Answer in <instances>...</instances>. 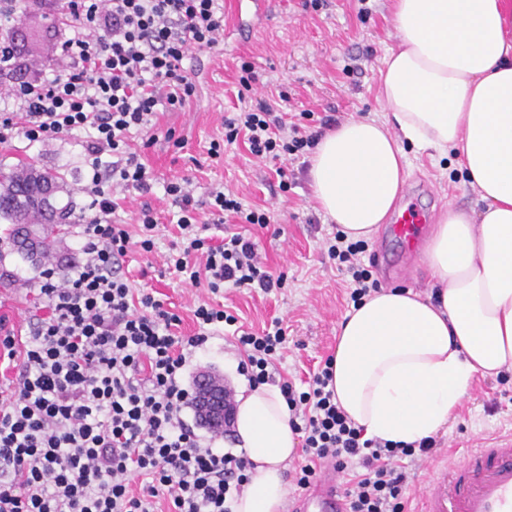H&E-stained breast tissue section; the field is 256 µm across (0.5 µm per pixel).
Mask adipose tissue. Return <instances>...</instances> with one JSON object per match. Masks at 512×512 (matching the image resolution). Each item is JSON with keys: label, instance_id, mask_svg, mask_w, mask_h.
I'll return each instance as SVG.
<instances>
[{"label": "adipose tissue", "instance_id": "obj_1", "mask_svg": "<svg viewBox=\"0 0 512 512\" xmlns=\"http://www.w3.org/2000/svg\"><path fill=\"white\" fill-rule=\"evenodd\" d=\"M399 32L380 72L391 122L351 118L310 159L319 208L348 240L387 223L405 144L455 156L477 209L449 208L422 258L437 302L383 288L341 322L332 380L366 437L411 444L447 427L478 378L512 373V0H393ZM235 435L254 468L232 512H281L299 435L279 387L241 389Z\"/></svg>", "mask_w": 512, "mask_h": 512}]
</instances>
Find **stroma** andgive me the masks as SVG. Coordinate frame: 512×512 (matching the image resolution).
Returning <instances> with one entry per match:
<instances>
[{
    "label": "stroma",
    "mask_w": 512,
    "mask_h": 512,
    "mask_svg": "<svg viewBox=\"0 0 512 512\" xmlns=\"http://www.w3.org/2000/svg\"><path fill=\"white\" fill-rule=\"evenodd\" d=\"M363 5L368 15H360ZM223 7V46L192 50L184 61L197 84L196 99L184 110L158 116L159 132L174 129L182 146L174 147L161 137L145 149L143 161L153 176L152 188L147 193H127L116 213L135 240L141 234L137 213L142 204H151L159 217L153 251L132 246L122 273L132 287L153 289L157 299L181 317L180 331L186 336L194 333V312L204 303L224 307L256 330L281 319L287 342L278 369L305 380L333 355L339 324L352 306L350 285L323 245L336 226L314 201L301 161L286 160L279 165L295 173L294 185L284 190L275 174L279 166L253 157L243 141L225 145L217 158L210 157L208 149L212 140L223 138L226 117L260 100L292 115L303 111L331 114L340 122L384 116L386 109L378 98L379 74L388 50L398 43L397 29L390 0H328L327 7L318 11L304 9L302 0H274L262 18L247 10L235 14L234 0H223ZM49 14V9L27 0L13 15L15 33L30 36L29 41L17 44L29 60L43 63L53 53L50 34L41 30ZM244 61L253 65L257 75L247 92L239 84ZM82 140L77 133L0 147V170L7 172L24 163L58 172L64 178V189L56 197L57 205L72 204L74 214L82 215L87 203L80 191L85 171ZM405 151L409 174L398 207H419L434 223L447 208L466 209L474 204L477 192L459 164L436 160L429 151L410 145ZM182 177L193 181L199 220L208 224L209 234L230 231L253 237L268 270L284 275L283 288L268 293L232 288L214 294L206 286L183 282L168 268L166 257L172 244L179 242L180 230L178 210L166 200L164 186ZM214 184L233 191L244 205L267 210L270 226L263 229L231 218L214 223L208 197ZM6 230V222L0 220V276L12 282L11 287L0 288V316L21 339L28 332L30 290L38 283L41 267L7 242ZM361 259L371 263L381 287L410 288L424 296L436 292L421 254H410L391 236L389 226H382L366 241ZM240 360L232 337L220 334L192 357L186 377L191 380L206 372L235 391L247 383L238 372ZM508 436H512V374L478 379L447 428L436 435V453L405 460L412 494L409 508H416V494L451 453L483 448Z\"/></svg>",
    "instance_id": "35a3bbf8"
}]
</instances>
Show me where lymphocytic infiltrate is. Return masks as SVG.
<instances>
[{
    "instance_id": "lymphocytic-infiltrate-1",
    "label": "lymphocytic infiltrate",
    "mask_w": 512,
    "mask_h": 512,
    "mask_svg": "<svg viewBox=\"0 0 512 512\" xmlns=\"http://www.w3.org/2000/svg\"><path fill=\"white\" fill-rule=\"evenodd\" d=\"M14 12L11 0H0V145L79 132L90 172L81 186L80 260L65 275L42 270L24 345L13 333L0 335V358L17 368L0 398V512H154L158 497L167 512H231L251 463L204 444L185 421L194 394L183 374L219 326L236 318L202 305L196 332L177 335L180 316L118 276L130 234L114 218L112 192L150 191L151 174L131 138L141 133L153 145L158 110L184 109L195 97L183 61L192 49L223 43L224 8L218 0H59L50 71L28 79L32 64L6 35ZM224 129V142L245 137L251 154L271 160L303 156L320 137L287 126L264 102L225 120ZM164 192L179 209L183 238L169 262L186 281L214 294L283 287V277L258 260L254 240L204 235L189 179L168 182ZM327 244L338 271L352 278V302L378 290L360 260L363 242L338 232ZM285 342L277 321L237 335L238 372L250 386L270 380ZM331 379L326 365L306 390L280 384L306 454L298 487L308 488L331 462L351 472L348 512H407L401 462L431 455L435 439L400 446L365 437L337 405Z\"/></svg>"
}]
</instances>
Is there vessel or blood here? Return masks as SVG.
Listing matches in <instances>:
<instances>
[{"mask_svg":"<svg viewBox=\"0 0 512 512\" xmlns=\"http://www.w3.org/2000/svg\"><path fill=\"white\" fill-rule=\"evenodd\" d=\"M427 221V215L407 207L397 212L392 231L412 251ZM421 501L423 512H512V439L470 449L450 469L435 470ZM298 508L300 512H345L333 467L321 471Z\"/></svg>","mask_w":512,"mask_h":512,"instance_id":"1","label":"vessel or blood"}]
</instances>
